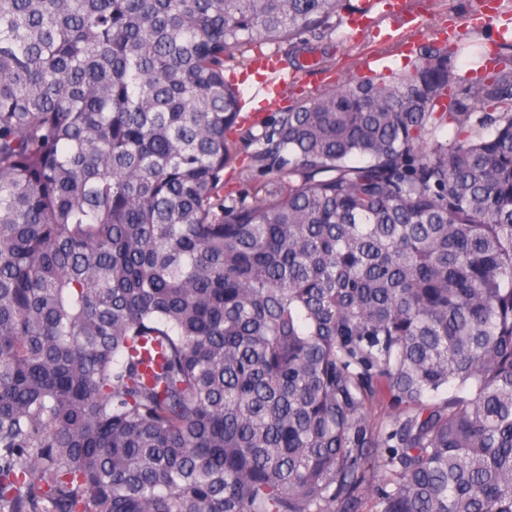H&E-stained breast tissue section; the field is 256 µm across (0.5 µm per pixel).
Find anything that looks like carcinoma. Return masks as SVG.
<instances>
[{
	"instance_id": "obj_1",
	"label": "carcinoma",
	"mask_w": 512,
	"mask_h": 512,
	"mask_svg": "<svg viewBox=\"0 0 512 512\" xmlns=\"http://www.w3.org/2000/svg\"><path fill=\"white\" fill-rule=\"evenodd\" d=\"M339 5L0 0V512H512V41L248 121ZM254 56L252 51L245 53L235 51L224 58V75L238 87L245 102L242 112H267L268 107L264 92L265 83L274 75L264 70H273L270 60L267 58H258L255 65L249 64V60ZM264 69V70H262ZM245 168L236 166V169L224 170V196H228L230 199H236L241 196L248 188L247 177Z\"/></svg>"
}]
</instances>
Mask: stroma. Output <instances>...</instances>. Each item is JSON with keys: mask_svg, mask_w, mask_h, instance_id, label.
Wrapping results in <instances>:
<instances>
[{"mask_svg": "<svg viewBox=\"0 0 512 512\" xmlns=\"http://www.w3.org/2000/svg\"><path fill=\"white\" fill-rule=\"evenodd\" d=\"M388 2L376 0L375 7L370 9L373 28L359 31L350 28L347 20L366 9L365 0H343L332 19L331 28L325 34L309 39L312 57L322 61V68L306 70L297 82L284 84L281 105L294 104L319 86H336L355 77L354 62L358 57L376 55L372 72L393 77L412 69L418 46L450 39L462 41L464 48L455 66L459 74L469 77L478 67L477 50L493 47L512 31V0H492L496 17L488 22L479 17L484 0H413L426 27L425 33L418 36L401 29L392 30ZM389 32L393 33L394 39L388 43L384 37ZM250 58L247 52L228 54L224 59V75L238 87L245 111L264 112L268 109L264 86L270 75L252 65Z\"/></svg>", "mask_w": 512, "mask_h": 512, "instance_id": "1", "label": "stroma"}]
</instances>
